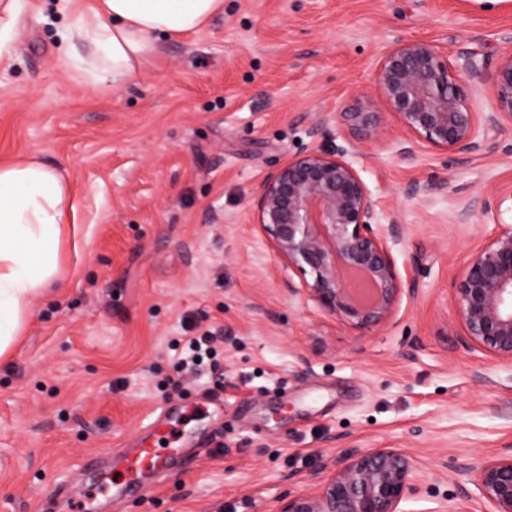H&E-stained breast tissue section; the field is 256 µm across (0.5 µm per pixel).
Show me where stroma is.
<instances>
[{"instance_id": "35a3bbf8", "label": "stroma", "mask_w": 512, "mask_h": 512, "mask_svg": "<svg viewBox=\"0 0 512 512\" xmlns=\"http://www.w3.org/2000/svg\"><path fill=\"white\" fill-rule=\"evenodd\" d=\"M14 60L0 68V161L35 155L69 177L77 239L0 357V512H83L85 464L133 451L164 405L189 459L148 493L102 512H279L372 448L416 465L403 512H477L464 465L512 451V363L466 347L455 282L496 233L460 224L469 201L512 181V127L465 160L422 147L385 113V135L350 160L397 222L406 291L363 334L324 312L256 222L252 200L289 157L342 142L334 113L376 98L386 47L424 39L489 59L512 0H224L202 31L160 40L126 84L89 87L62 64L70 17L24 0ZM422 185L424 193L409 189ZM215 355L178 364L186 340ZM62 487L54 497L52 486ZM212 344L213 336L209 334L191 337L186 347L188 355L185 360H190L193 364H199L204 356H208L213 352Z\"/></svg>"}]
</instances>
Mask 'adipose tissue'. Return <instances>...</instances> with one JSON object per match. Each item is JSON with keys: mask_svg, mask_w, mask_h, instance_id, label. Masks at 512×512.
Segmentation results:
<instances>
[{"mask_svg": "<svg viewBox=\"0 0 512 512\" xmlns=\"http://www.w3.org/2000/svg\"><path fill=\"white\" fill-rule=\"evenodd\" d=\"M223 10L224 0H92L71 11L62 61L90 85L118 87L152 60L159 39L199 31ZM77 212L61 170L35 156L0 164V357L20 336L32 299L57 280Z\"/></svg>", "mask_w": 512, "mask_h": 512, "instance_id": "1", "label": "adipose tissue"}]
</instances>
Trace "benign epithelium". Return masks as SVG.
<instances>
[{
  "instance_id": "obj_1",
  "label": "benign epithelium",
  "mask_w": 512,
  "mask_h": 512,
  "mask_svg": "<svg viewBox=\"0 0 512 512\" xmlns=\"http://www.w3.org/2000/svg\"><path fill=\"white\" fill-rule=\"evenodd\" d=\"M493 68L475 49L448 54L420 39L399 40L379 57L373 72L377 99L355 93L342 112L350 148L384 133L382 111L397 115L409 134L402 152L430 148L467 158L484 150L490 134L512 126V31ZM489 89L492 105L476 112L472 96ZM349 148L321 145L282 163L262 183L253 210L257 224L285 262L302 276L304 290L326 313L369 332L386 322L404 293L392 245L396 222L375 223L376 201L348 160ZM512 201V182L479 195L458 213L462 223L491 219L500 226L471 251L455 285L466 346L512 362V224L501 221ZM477 500L493 512H512V452L494 461L473 458ZM412 460L395 448L368 450L320 481L317 490L281 512H401L415 492ZM470 499L468 489L461 490Z\"/></svg>"
}]
</instances>
